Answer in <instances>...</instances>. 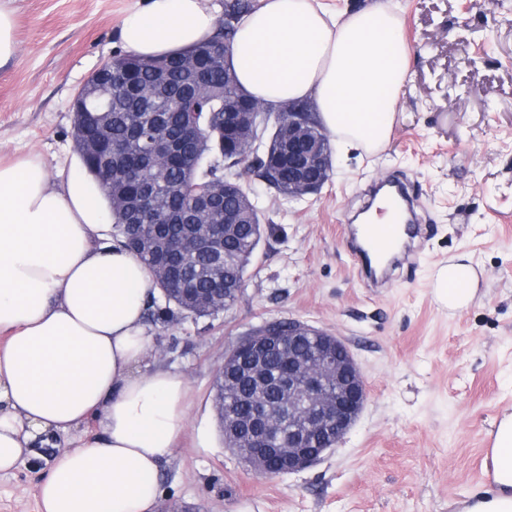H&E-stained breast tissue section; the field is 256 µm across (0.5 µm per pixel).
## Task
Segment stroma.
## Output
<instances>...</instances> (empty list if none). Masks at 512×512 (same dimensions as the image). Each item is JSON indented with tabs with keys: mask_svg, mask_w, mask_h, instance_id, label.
<instances>
[{
	"mask_svg": "<svg viewBox=\"0 0 512 512\" xmlns=\"http://www.w3.org/2000/svg\"><path fill=\"white\" fill-rule=\"evenodd\" d=\"M410 80L390 144L367 155L331 147L332 172L291 200L241 168L263 236L245 293L206 317L149 323L148 361L190 388L185 435L160 474L161 512H463L489 484L494 421L512 409V0H391ZM16 57L0 67V162L38 156L48 174L79 161L71 101L124 53L120 28L140 0H0ZM400 174L428 230L411 264L370 287L346 227L368 186ZM468 254L472 304L449 311L431 275ZM295 319L339 336L368 399L342 443L316 466L255 474L224 445L214 379L224 353L265 322ZM53 448L0 473V512H39Z\"/></svg>",
	"mask_w": 512,
	"mask_h": 512,
	"instance_id": "35a3bbf8",
	"label": "stroma"
}]
</instances>
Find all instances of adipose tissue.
<instances>
[{
    "instance_id": "ef3b65f1",
    "label": "adipose tissue",
    "mask_w": 512,
    "mask_h": 512,
    "mask_svg": "<svg viewBox=\"0 0 512 512\" xmlns=\"http://www.w3.org/2000/svg\"><path fill=\"white\" fill-rule=\"evenodd\" d=\"M208 0H144L120 29L124 47L160 58L210 41ZM236 78L262 102L314 103L345 148L390 142L409 78L408 52L390 0L334 15L316 0H259L230 44ZM99 183L39 157L0 165V472L25 449L91 436L54 457L41 512H156L159 474L185 427L188 387L178 373L144 367L153 338L146 308L157 287L120 244H105ZM478 282L471 259L432 275L436 302L467 309ZM495 486L465 512H512V413L491 431Z\"/></svg>"
}]
</instances>
